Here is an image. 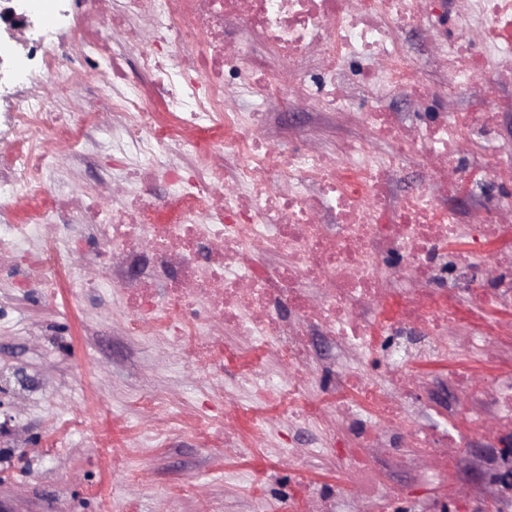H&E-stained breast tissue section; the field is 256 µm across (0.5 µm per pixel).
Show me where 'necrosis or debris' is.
Instances as JSON below:
<instances>
[{
    "mask_svg": "<svg viewBox=\"0 0 512 512\" xmlns=\"http://www.w3.org/2000/svg\"><path fill=\"white\" fill-rule=\"evenodd\" d=\"M67 28L29 41L38 68L19 70L7 103L22 143L0 149V327L23 332L14 300L62 283L120 298L125 333L152 324L173 360L203 361L211 375L247 390L258 428L271 418L315 424L319 451L336 446L335 418L349 426L346 462L368 466L370 448L421 456L450 473L455 440H409L401 369L389 385L366 381L376 350L394 352L402 326L446 336L460 310L439 292L448 276V240L462 230L452 196L463 168L454 165L472 134L491 135L505 104L497 82L512 81V0H458L460 39L434 48L447 85L416 75L400 39L424 0H78ZM273 47L270 72L257 45ZM315 74L318 107L362 126V137L331 149L294 137L277 153L253 112L229 107L232 91L280 109L294 100L285 82ZM481 88V109L451 111L454 88ZM402 92L431 112L430 123L402 127L381 102L357 101L350 86ZM112 112V162L97 163L98 115ZM385 151H377L376 143ZM425 154L424 182L393 199L391 176ZM94 166L96 180L119 186L112 200L81 192L64 168ZM167 221H160V214ZM139 260L136 274L111 262ZM237 336L245 347L228 344ZM345 372L329 399L307 389L320 352ZM294 375L271 374L264 358ZM458 385L488 399L458 418L512 426V387ZM384 421L387 431L376 423Z\"/></svg>",
    "mask_w": 512,
    "mask_h": 512,
    "instance_id": "necrosis-or-debris-1",
    "label": "necrosis or debris"
}]
</instances>
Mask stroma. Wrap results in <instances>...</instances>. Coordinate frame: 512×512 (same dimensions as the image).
I'll return each mask as SVG.
<instances>
[{
  "label": "stroma",
  "mask_w": 512,
  "mask_h": 512,
  "mask_svg": "<svg viewBox=\"0 0 512 512\" xmlns=\"http://www.w3.org/2000/svg\"><path fill=\"white\" fill-rule=\"evenodd\" d=\"M456 8V0H445L441 9L413 24L409 59L423 77L435 76L429 67L432 46L462 35ZM287 92L304 98V106L270 118V125L307 127L328 147L359 135V127L318 116L310 88L291 86ZM503 200L512 202V180L492 188L464 183L449 203L466 231L482 224L485 207ZM468 249L465 232L449 241L448 255L458 261L449 279L464 302L473 281L494 289L493 301L481 308L485 334L497 356L512 358V255L506 254L505 243L493 242L481 266L474 267L461 260ZM23 312L29 335L0 330V366L15 383L13 394L0 397V426L13 427L27 397L24 384L31 379L47 386L62 376L90 398L67 405V419L83 420L84 432H71L65 421L48 416L24 426L29 447L40 459L34 463L24 456L11 468H0V506L6 512H293L288 489L299 478L319 491L337 488L335 512H381L376 500L359 496L361 483L351 466L333 456L309 455L315 428L284 420L274 424L277 439H292L302 450L290 462L246 419L212 417L219 399L202 393L208 376L201 365L171 361L152 326L141 335H125L126 311L117 299L66 288L51 301L32 295ZM469 357L464 350L456 360L407 359L419 380L410 400L416 430L451 432L448 409L463 398L454 382L460 360L469 361L478 377L498 376V369ZM147 395L162 402L167 435L157 447L139 448L136 439L152 417L140 412L137 402ZM228 431L236 433L238 447H225ZM371 454L374 481L387 492L395 512H443L445 505H456L445 480L414 450L397 458L378 448Z\"/></svg>",
  "instance_id": "stroma-1"
}]
</instances>
